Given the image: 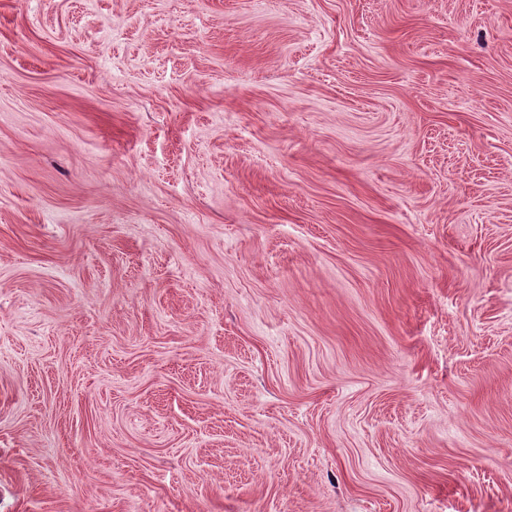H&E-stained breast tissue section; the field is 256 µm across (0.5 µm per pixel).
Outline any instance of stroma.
<instances>
[{
	"label": "stroma",
	"mask_w": 512,
	"mask_h": 512,
	"mask_svg": "<svg viewBox=\"0 0 512 512\" xmlns=\"http://www.w3.org/2000/svg\"><path fill=\"white\" fill-rule=\"evenodd\" d=\"M0 512H512V0H0Z\"/></svg>",
	"instance_id": "obj_1"
}]
</instances>
